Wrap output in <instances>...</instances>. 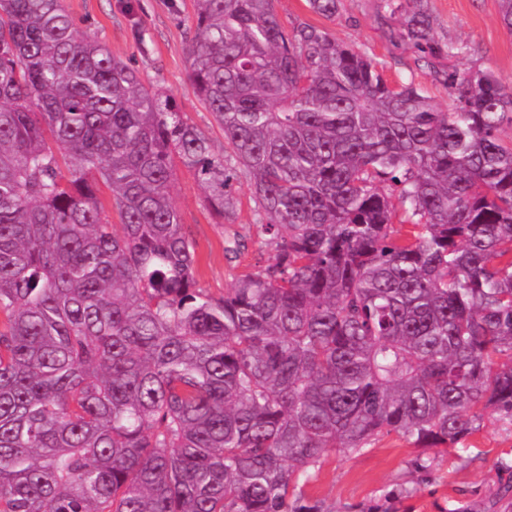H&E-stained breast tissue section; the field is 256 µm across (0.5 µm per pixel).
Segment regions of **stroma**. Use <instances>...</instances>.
Here are the masks:
<instances>
[{
    "instance_id": "stroma-1",
    "label": "stroma",
    "mask_w": 512,
    "mask_h": 512,
    "mask_svg": "<svg viewBox=\"0 0 512 512\" xmlns=\"http://www.w3.org/2000/svg\"><path fill=\"white\" fill-rule=\"evenodd\" d=\"M79 33L103 43L112 57L130 63L141 82L169 94L216 150L224 137L210 112L189 90L193 0H64ZM434 20L432 39L473 47L469 56L438 58L433 69L418 67L421 53L397 36L401 17L385 0H342L335 17L313 13L306 0H276L279 15L291 24L325 28L337 40L359 48L386 65L389 83L414 82L441 107L452 103L433 70L488 71L512 81V34L501 26L498 0H424ZM173 200L197 243L198 282L214 296L231 288L235 275L252 269L261 257L245 251L234 262L224 256L223 228L205 204L193 173L179 168ZM512 480V424L486 416L463 448L413 447L401 434L377 437L359 453L327 451L304 491L325 512H366L388 495L403 492V512H457L464 504L491 501Z\"/></svg>"
}]
</instances>
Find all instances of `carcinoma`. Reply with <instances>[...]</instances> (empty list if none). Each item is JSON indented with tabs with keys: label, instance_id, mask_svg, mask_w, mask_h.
Masks as SVG:
<instances>
[{
	"label": "carcinoma",
	"instance_id": "cac0c4a2",
	"mask_svg": "<svg viewBox=\"0 0 512 512\" xmlns=\"http://www.w3.org/2000/svg\"><path fill=\"white\" fill-rule=\"evenodd\" d=\"M62 2L0 0V512H324L302 486L330 449L512 421L511 83L448 73L444 111L275 0H194L217 152ZM387 7L432 57L471 52L423 0ZM180 165L220 224L242 186L255 205L267 264L220 297Z\"/></svg>",
	"mask_w": 512,
	"mask_h": 512
}]
</instances>
